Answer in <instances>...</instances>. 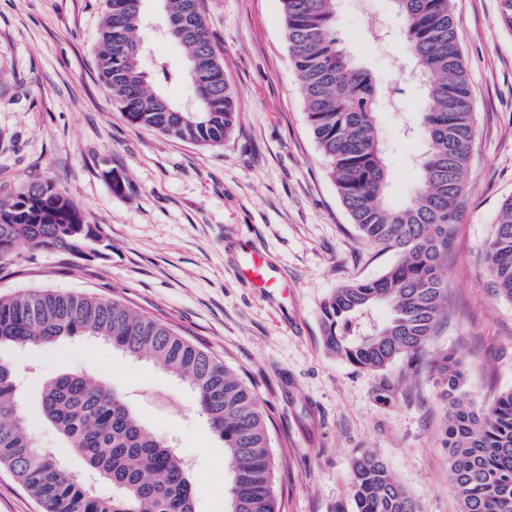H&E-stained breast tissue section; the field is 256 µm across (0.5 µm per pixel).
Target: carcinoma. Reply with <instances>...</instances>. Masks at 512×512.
<instances>
[{
	"mask_svg": "<svg viewBox=\"0 0 512 512\" xmlns=\"http://www.w3.org/2000/svg\"><path fill=\"white\" fill-rule=\"evenodd\" d=\"M146 0H105L99 76L112 103L134 127L202 145H220L235 127L238 108L224 78L199 0H158L165 36L185 50L176 72L160 78L190 85L197 108L188 111L148 86L141 69ZM291 61L302 84L310 132L328 162V175L352 224L369 244L393 250L398 260L375 280L350 282L321 309L325 348L371 372L398 360L427 371L449 401L451 478L460 512H512V389L479 409L462 392V372L448 352L424 358L447 296L442 258L458 222L464 175L474 137L470 83L460 53L452 0H397L402 38L426 85L425 100L409 130L427 142L421 179L408 202H384L389 175L377 129L381 108L398 98L379 89L335 35L336 0H281ZM112 244L99 224L57 183L31 182L0 199V269L26 252L56 249L71 256H102ZM497 290L512 301V198L503 205L485 246ZM378 306L389 309L382 321ZM94 336L137 359L154 362L189 383L199 411L224 444L230 499L245 512H280L264 409L254 393L215 356L185 341L167 324L110 299L54 289L0 296V346L50 345ZM43 416L86 474L62 455L41 448L29 432L16 370L0 362V467L9 469L43 512H195L190 468L165 439L146 429L122 392L84 373L65 372L41 394ZM112 486L97 494L87 475ZM352 497L330 512H419L386 461L363 453L351 467Z\"/></svg>",
	"mask_w": 512,
	"mask_h": 512,
	"instance_id": "carcinoma-1",
	"label": "carcinoma"
}]
</instances>
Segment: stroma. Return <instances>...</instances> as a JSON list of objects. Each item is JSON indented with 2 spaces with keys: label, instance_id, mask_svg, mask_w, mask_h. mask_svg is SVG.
<instances>
[{
  "label": "stroma",
  "instance_id": "1",
  "mask_svg": "<svg viewBox=\"0 0 512 512\" xmlns=\"http://www.w3.org/2000/svg\"><path fill=\"white\" fill-rule=\"evenodd\" d=\"M472 91L475 139L459 224L446 262L447 304L429 353H454L462 390L484 405L512 389V302L492 285L484 247L512 198V28L502 0H452ZM104 0H0V197L53 180L101 225L112 248L73 259L44 250L0 274V295L31 288L98 294L169 324L224 361L267 414L282 512H329L350 500L353 459L382 456L420 512H460L449 476L448 403L426 373L399 361L370 372L337 358L321 339L323 303L342 285L375 279L394 252L368 244L353 226L308 127L301 84L285 38L281 0H200L224 77L238 104L233 135L210 146L131 126L97 74ZM142 68L181 67V46L155 30L146 0ZM392 0H340L336 36L380 87L404 85L403 111L378 116L390 187L388 206L419 181L424 142L408 127L421 87L398 82L411 69ZM125 174L114 193L104 170ZM260 246L283 277L260 294L236 269L241 244ZM12 364L30 430L64 448L43 417L44 384L80 371L118 386L146 428L171 441L194 480L196 512H227L224 445L193 393L148 360L91 336L52 345L0 348Z\"/></svg>",
  "mask_w": 512,
  "mask_h": 512
}]
</instances>
